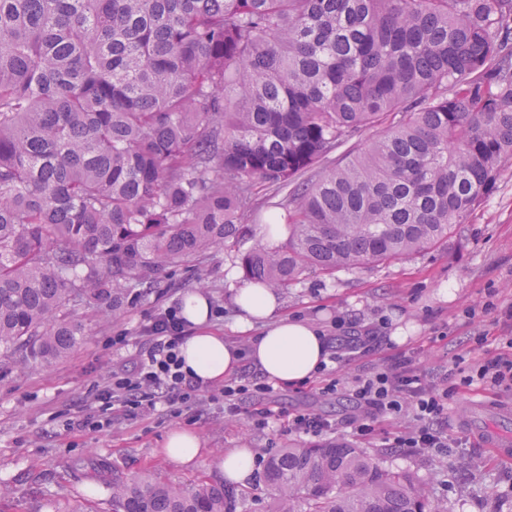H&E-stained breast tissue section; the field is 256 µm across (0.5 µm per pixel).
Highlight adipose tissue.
Returning <instances> with one entry per match:
<instances>
[{"label": "adipose tissue", "mask_w": 512, "mask_h": 512, "mask_svg": "<svg viewBox=\"0 0 512 512\" xmlns=\"http://www.w3.org/2000/svg\"><path fill=\"white\" fill-rule=\"evenodd\" d=\"M235 331L249 334L247 352H240L211 327V304L199 291L186 293L180 314L187 336L180 347L184 368L204 384H220L249 359L269 379L288 386L311 379L329 357L327 338L309 320L279 313V293L260 284L237 288Z\"/></svg>", "instance_id": "obj_1"}]
</instances>
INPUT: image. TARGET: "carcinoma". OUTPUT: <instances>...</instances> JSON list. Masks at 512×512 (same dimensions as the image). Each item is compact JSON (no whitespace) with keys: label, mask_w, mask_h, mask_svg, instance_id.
I'll use <instances>...</instances> for the list:
<instances>
[{"label":"carcinoma","mask_w":512,"mask_h":512,"mask_svg":"<svg viewBox=\"0 0 512 512\" xmlns=\"http://www.w3.org/2000/svg\"><path fill=\"white\" fill-rule=\"evenodd\" d=\"M371 135L336 163L331 155ZM512 166V0H0V369L85 336L158 275L235 244L278 195L306 270L418 253ZM272 512H447L345 443L263 473ZM112 512H236L222 482L107 481Z\"/></svg>","instance_id":"carcinoma-1"}]
</instances>
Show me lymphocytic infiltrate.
<instances>
[{"label": "lymphocytic infiltrate", "instance_id": "f902f5d3", "mask_svg": "<svg viewBox=\"0 0 512 512\" xmlns=\"http://www.w3.org/2000/svg\"><path fill=\"white\" fill-rule=\"evenodd\" d=\"M183 331L177 306L161 310L146 329L145 349L133 368L114 374L106 385L93 386L87 415L65 419V427L101 432L118 418L148 416L161 405L178 416L195 404L203 386L183 370L179 354ZM476 383L512 392V336L504 337L492 358L476 362L459 356L435 374L426 372L417 357L402 353L366 376L348 379L331 369L320 393L347 395L356 402L358 411L349 421L354 436L368 438L383 422L394 430V447L420 455L459 447V439L438 430L435 422L457 394ZM405 416L411 423L404 427L400 420Z\"/></svg>", "mask_w": 512, "mask_h": 512}]
</instances>
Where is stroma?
I'll use <instances>...</instances> for the list:
<instances>
[{
    "label": "stroma",
    "instance_id": "obj_1",
    "mask_svg": "<svg viewBox=\"0 0 512 512\" xmlns=\"http://www.w3.org/2000/svg\"><path fill=\"white\" fill-rule=\"evenodd\" d=\"M260 238L259 222L248 218L238 248L217 247L188 260L177 271L160 274L156 288L120 315L80 309L86 336L65 359L49 364L0 370V512H71L82 506L92 512H112L107 489L92 480L95 468L107 466L111 476L131 479L151 474L157 479L186 485L206 478L218 480V462L235 448L252 449L254 473L239 489L243 497L237 512H270L272 494L261 473L264 458L300 444L285 432L284 422L253 428L247 409L266 406L285 411L311 410L335 420L336 441L356 443L383 466L428 482L436 503L449 512H512V462L490 458L472 436L481 427H498L512 435V392L481 384L461 392L442 426L454 436L468 438L467 447L452 453L409 455L386 444L387 427L369 440L354 441L347 425L356 412L353 402L319 394L320 377L294 386L276 385L272 394L246 399L243 414H225L223 402H206L174 418L154 415L119 418L105 432L69 430L51 414L78 415L93 385L109 381L113 372L131 368L143 335L161 310L180 304L185 293L202 290L212 304L223 307V317L212 326L225 340L246 345L245 335L231 331L236 312L235 287L246 277L240 253ZM499 306L512 304V168H507L496 190L474 211L452 225L435 247L383 263L337 270L329 277L307 270L281 289V312L321 326L327 335L355 331L370 337L368 350L350 351L337 345L342 376L353 377L405 352L420 358L426 368L450 365L458 354L470 359L491 357L497 337L512 328L481 314L488 291ZM414 325L404 344L392 341L395 325ZM125 336L129 345H113ZM484 344H477V337ZM192 429L203 448L197 463L182 466L159 453L170 429Z\"/></svg>",
    "mask_w": 512,
    "mask_h": 512
}]
</instances>
